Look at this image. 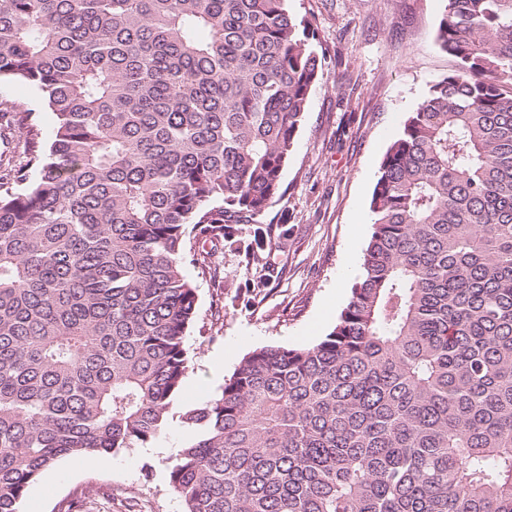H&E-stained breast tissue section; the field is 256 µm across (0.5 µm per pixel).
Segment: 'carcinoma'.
<instances>
[{
    "label": "carcinoma",
    "instance_id": "carcinoma-1",
    "mask_svg": "<svg viewBox=\"0 0 512 512\" xmlns=\"http://www.w3.org/2000/svg\"><path fill=\"white\" fill-rule=\"evenodd\" d=\"M286 2L0 0V83L56 119L46 150L22 127L38 176H0V512L176 417L184 512H512V0H444L455 67L380 164L332 330L183 400L187 227L265 249L324 77Z\"/></svg>",
    "mask_w": 512,
    "mask_h": 512
}]
</instances>
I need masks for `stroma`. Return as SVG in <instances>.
I'll return each instance as SVG.
<instances>
[{"label":"stroma","instance_id":"obj_1","mask_svg":"<svg viewBox=\"0 0 512 512\" xmlns=\"http://www.w3.org/2000/svg\"><path fill=\"white\" fill-rule=\"evenodd\" d=\"M325 58L297 132L281 192L263 218L269 243L255 258L229 244L187 238L183 270L197 288L198 318L185 338L186 401L213 395L240 360L263 346L299 348L334 327L357 278L349 253L372 233L370 200L380 163L431 85L454 67L436 39L444 0H288ZM31 110L44 140L55 118L29 85L0 83V102ZM223 367H216V357ZM180 423L148 447L104 453L96 467L68 458L30 487L24 512H54L74 491L90 512H183L168 471Z\"/></svg>","mask_w":512,"mask_h":512}]
</instances>
